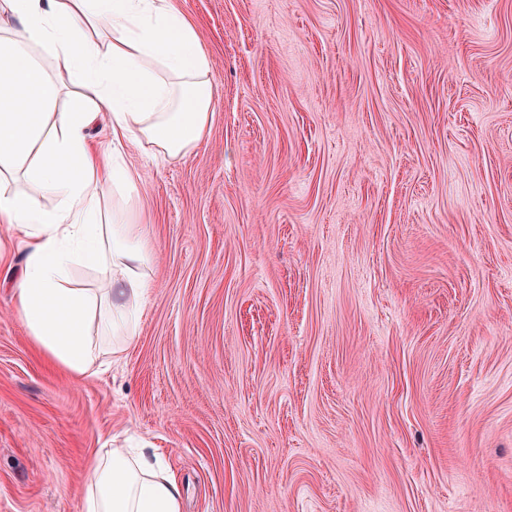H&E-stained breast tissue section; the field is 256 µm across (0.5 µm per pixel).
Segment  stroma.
I'll return each instance as SVG.
<instances>
[{"mask_svg":"<svg viewBox=\"0 0 512 512\" xmlns=\"http://www.w3.org/2000/svg\"><path fill=\"white\" fill-rule=\"evenodd\" d=\"M219 92L142 174L152 299L74 377L0 224V512L159 449L183 512H512V0H175Z\"/></svg>","mask_w":512,"mask_h":512,"instance_id":"35a3bbf8","label":"stroma"}]
</instances>
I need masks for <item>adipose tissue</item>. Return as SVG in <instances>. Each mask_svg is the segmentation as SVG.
<instances>
[{"mask_svg": "<svg viewBox=\"0 0 512 512\" xmlns=\"http://www.w3.org/2000/svg\"><path fill=\"white\" fill-rule=\"evenodd\" d=\"M198 30L173 0H0V223L28 255L19 316L51 363L85 377L122 358L150 304L152 262L133 217L99 222L110 194L142 183L127 144L168 161L208 133L218 92ZM83 101L59 107L70 87ZM108 119L110 135L90 129ZM54 206L42 205V197ZM99 272L107 301L72 284V265ZM183 490L154 448H108L92 462L81 512H182Z\"/></svg>", "mask_w": 512, "mask_h": 512, "instance_id": "adipose-tissue-1", "label": "adipose tissue"}]
</instances>
